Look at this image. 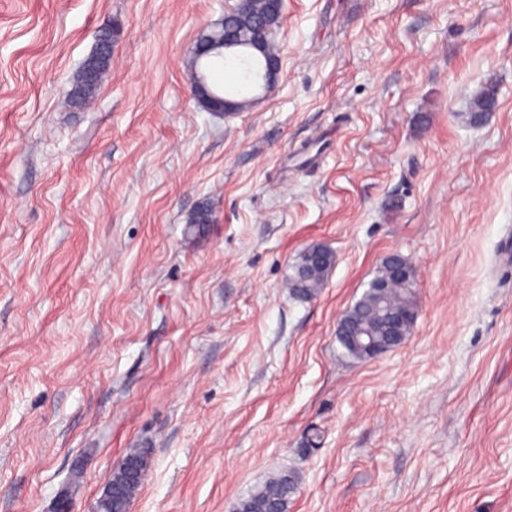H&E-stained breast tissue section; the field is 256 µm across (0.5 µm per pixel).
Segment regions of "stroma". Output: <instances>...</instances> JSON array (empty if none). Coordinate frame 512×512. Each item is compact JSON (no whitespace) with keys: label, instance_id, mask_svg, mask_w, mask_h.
I'll return each instance as SVG.
<instances>
[{"label":"stroma","instance_id":"obj_1","mask_svg":"<svg viewBox=\"0 0 512 512\" xmlns=\"http://www.w3.org/2000/svg\"><path fill=\"white\" fill-rule=\"evenodd\" d=\"M233 3L0 0V512H96L132 448V512H233L277 471L289 512H512V0H284L279 80L225 68L221 116L188 62ZM394 251L413 331L347 357ZM92 57V56H91ZM90 57V58H91ZM86 61L75 81L74 89V100L81 105H87L95 94V91L100 87L108 74L110 68L109 65L102 68H96L89 70L88 62ZM309 259L307 265L304 267V273L311 274L314 272L323 261H328V265L321 272L316 273L308 278H303L302 267L304 264V256L300 254L291 266L293 273L288 276V288L290 293L299 300L309 301L316 298L320 289L324 285V276L331 263L329 262L331 251L321 245L317 244L306 251ZM343 325L336 329V339L353 358H370L368 352L352 343L349 334L360 329H368L377 324V301L372 288H366L361 297L349 307L340 318Z\"/></svg>","mask_w":512,"mask_h":512}]
</instances>
